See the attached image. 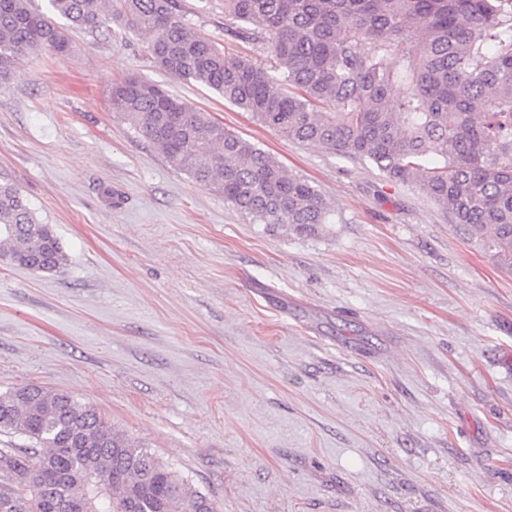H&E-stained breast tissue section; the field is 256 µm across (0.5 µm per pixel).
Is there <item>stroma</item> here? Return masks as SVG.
<instances>
[{"instance_id": "1", "label": "stroma", "mask_w": 512, "mask_h": 512, "mask_svg": "<svg viewBox=\"0 0 512 512\" xmlns=\"http://www.w3.org/2000/svg\"><path fill=\"white\" fill-rule=\"evenodd\" d=\"M183 5L223 41V0ZM65 32L66 58L0 83V182L68 257L0 263V393L90 403L221 512H512V273L418 189L162 69L148 35ZM122 75L307 178L336 223H252L111 112Z\"/></svg>"}]
</instances>
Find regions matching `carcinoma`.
I'll use <instances>...</instances> for the list:
<instances>
[{
	"label": "carcinoma",
	"mask_w": 512,
	"mask_h": 512,
	"mask_svg": "<svg viewBox=\"0 0 512 512\" xmlns=\"http://www.w3.org/2000/svg\"><path fill=\"white\" fill-rule=\"evenodd\" d=\"M84 29L151 36L155 62L298 143L367 160L418 189L512 270V0H224L235 54L185 23L181 0H49ZM65 58L67 34L31 0H0V79L27 52ZM110 108L255 224L314 236L336 215L308 180L207 112L133 76ZM0 262L53 272L67 255L20 191L0 183ZM0 512H217L95 407L35 385L0 394Z\"/></svg>",
	"instance_id": "carcinoma-1"
}]
</instances>
